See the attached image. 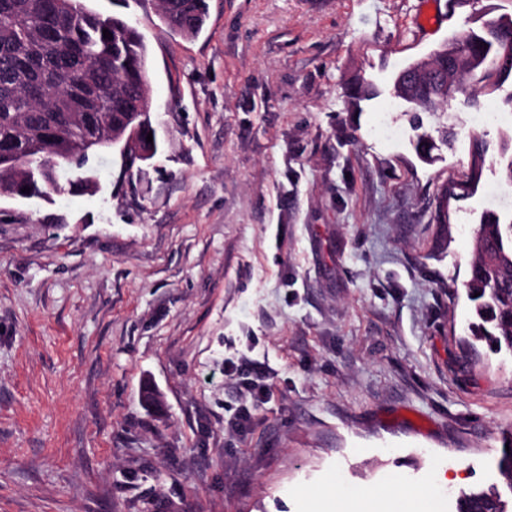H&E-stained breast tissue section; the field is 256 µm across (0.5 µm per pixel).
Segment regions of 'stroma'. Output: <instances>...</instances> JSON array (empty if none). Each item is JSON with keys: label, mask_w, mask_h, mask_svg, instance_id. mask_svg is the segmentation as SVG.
<instances>
[{"label": "stroma", "mask_w": 512, "mask_h": 512, "mask_svg": "<svg viewBox=\"0 0 512 512\" xmlns=\"http://www.w3.org/2000/svg\"><path fill=\"white\" fill-rule=\"evenodd\" d=\"M85 3L143 35L158 148L0 195V512H309L439 473L512 497V351L472 343L465 290L486 211L512 221V123L472 115L512 113V78L419 131L392 94L512 0H208L194 38L157 0ZM240 356L273 387L233 436ZM245 371L254 372L261 378L269 379L270 373L263 370L261 363L248 358H240L235 362L232 358L224 360V377L227 379L239 380L245 375ZM379 494L378 489L367 488L354 499L345 490L333 484L326 492L315 496L316 510L311 512H371L367 507Z\"/></svg>", "instance_id": "35a3bbf8"}]
</instances>
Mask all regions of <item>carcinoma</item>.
Segmentation results:
<instances>
[{
    "label": "carcinoma",
    "instance_id": "carcinoma-1",
    "mask_svg": "<svg viewBox=\"0 0 512 512\" xmlns=\"http://www.w3.org/2000/svg\"><path fill=\"white\" fill-rule=\"evenodd\" d=\"M164 24L196 37L207 16V0H159ZM108 30L112 38L103 37ZM480 74L489 83L512 75V18L483 22L482 31L455 34L422 61H412L393 86L426 112L462 95L475 105L481 89L468 83ZM152 125L148 47L127 20L87 8L83 0H0V179L11 162L30 158L35 194L58 190V181L38 171L61 154L58 142L86 148L68 164L81 169L89 156L123 145L136 127ZM467 295L474 305L471 335L495 350L512 349V221L495 212L480 225L470 264ZM484 504L512 512L494 488L462 492L457 512Z\"/></svg>",
    "mask_w": 512,
    "mask_h": 512
}]
</instances>
